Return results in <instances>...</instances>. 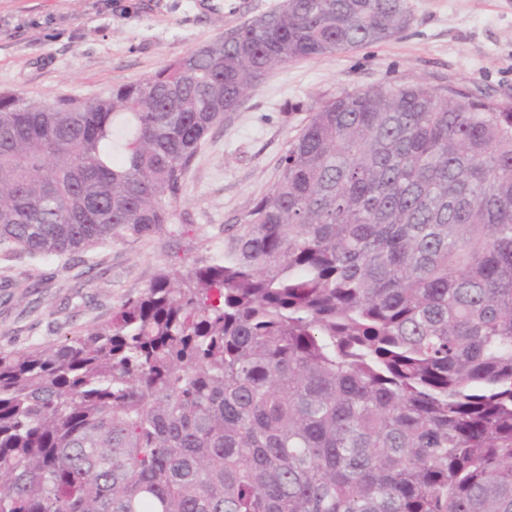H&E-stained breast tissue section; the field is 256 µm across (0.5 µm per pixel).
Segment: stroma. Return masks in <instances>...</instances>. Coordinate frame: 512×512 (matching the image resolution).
Here are the masks:
<instances>
[{
    "label": "stroma",
    "instance_id": "stroma-1",
    "mask_svg": "<svg viewBox=\"0 0 512 512\" xmlns=\"http://www.w3.org/2000/svg\"><path fill=\"white\" fill-rule=\"evenodd\" d=\"M390 41L269 72L202 143L177 205L175 232L117 239L69 257L0 258V350L48 346L112 317L160 269L183 270L224 246L278 178V164L319 96L383 82L466 84L512 97V0H406ZM282 0H0V92L50 102L92 97L154 73Z\"/></svg>",
    "mask_w": 512,
    "mask_h": 512
}]
</instances>
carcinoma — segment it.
Instances as JSON below:
<instances>
[{
  "mask_svg": "<svg viewBox=\"0 0 512 512\" xmlns=\"http://www.w3.org/2000/svg\"><path fill=\"white\" fill-rule=\"evenodd\" d=\"M410 20L289 0L91 99L1 92L0 251L163 232L224 105ZM0 512H512V102L324 95L222 252L0 351Z\"/></svg>",
  "mask_w": 512,
  "mask_h": 512,
  "instance_id": "obj_1",
  "label": "carcinoma"
}]
</instances>
